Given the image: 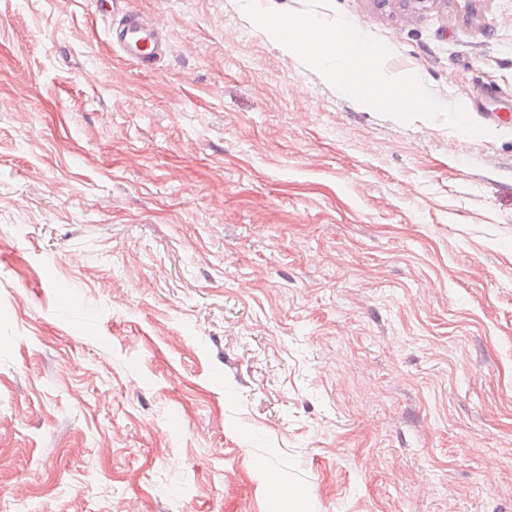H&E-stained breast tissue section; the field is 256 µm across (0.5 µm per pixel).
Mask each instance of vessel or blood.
<instances>
[{
	"mask_svg": "<svg viewBox=\"0 0 512 512\" xmlns=\"http://www.w3.org/2000/svg\"><path fill=\"white\" fill-rule=\"evenodd\" d=\"M97 10L108 22L112 45L128 61L150 67L166 55V37L151 19L131 8L114 6L112 0H98Z\"/></svg>",
	"mask_w": 512,
	"mask_h": 512,
	"instance_id": "b4317fda",
	"label": "vessel or blood"
}]
</instances>
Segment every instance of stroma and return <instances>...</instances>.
Listing matches in <instances>:
<instances>
[{
    "label": "stroma",
    "mask_w": 512,
    "mask_h": 512,
    "mask_svg": "<svg viewBox=\"0 0 512 512\" xmlns=\"http://www.w3.org/2000/svg\"><path fill=\"white\" fill-rule=\"evenodd\" d=\"M130 5L0 0V512H512V0H333L480 137ZM97 1L100 17L109 21L107 33L112 46L128 61L150 67L167 54L166 37L151 19L129 7L117 8L125 0Z\"/></svg>",
    "instance_id": "35a3bbf8"
}]
</instances>
